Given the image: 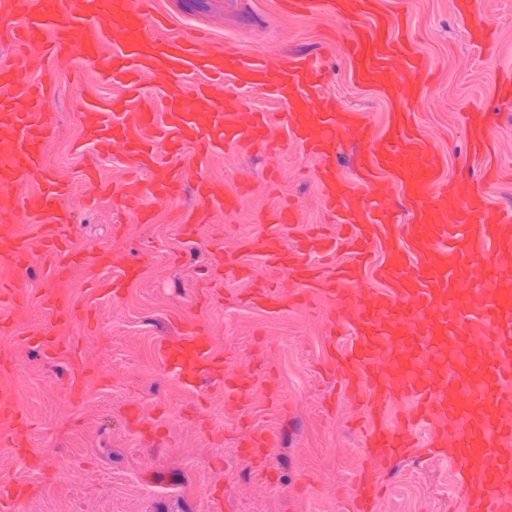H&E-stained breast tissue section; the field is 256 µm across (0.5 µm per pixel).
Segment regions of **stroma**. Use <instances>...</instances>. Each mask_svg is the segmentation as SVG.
I'll return each instance as SVG.
<instances>
[{
    "mask_svg": "<svg viewBox=\"0 0 512 512\" xmlns=\"http://www.w3.org/2000/svg\"><path fill=\"white\" fill-rule=\"evenodd\" d=\"M177 27L201 26L217 40L232 39L243 49L279 61L293 52L316 47L323 35L339 28L331 16L294 18L280 11L275 0H158ZM482 17L495 30L491 48L474 45L454 9L453 0H410L403 21L418 38V48L432 63L438 89L421 92L409 101L420 115L421 130L448 155L447 172L460 174L468 145L461 115L478 108L499 112L494 130L497 159L506 176L487 196L498 204L512 199V102L492 98L495 76L512 69V0H481ZM328 95L341 105L364 112L376 130H383L389 103L375 88L355 83L342 51L324 60ZM59 98L57 134L44 147L48 166L80 172L97 163L102 171H120L125 163L98 155L70 151L82 127L71 104L79 97H112L116 88L86 72L57 76ZM279 186L267 191V161L256 155L225 152L207 170L234 183L251 177L253 192L240 212L226 216L212 208L208 222L192 239L181 234L167 208L156 207L155 221L132 235L116 231L119 216L110 200L90 211L75 212L77 246L107 245L114 261H144L142 276L120 299L91 297L93 321L85 326L54 327L49 315L31 306L25 319L30 329L43 328L73 337L76 357L49 363L32 351L15 353L23 381L34 384L27 402L34 426L33 450L45 457L48 476H37L24 463L14 474L30 491L21 512H209L206 488L209 468L226 466L232 485V512H341L336 496L362 461L358 436L350 428L357 407L345 396L329 400L330 387L314 367L323 355V327L306 310L270 314L233 305L205 311L190 308L189 300L211 259V239L223 232L225 246L250 236L258 214L274 210L277 201H292L303 223L323 224L328 216L322 197L308 172L314 159L296 147L277 160ZM204 319L227 351L245 352L260 373H272L282 413L256 414L252 429L281 428V446L267 452V474L257 475L237 447L240 424L227 418L224 396L184 387L176 372L155 354L159 336L177 333L178 319ZM91 364L112 373L108 389L88 388L80 405L65 395L68 377ZM141 398L140 414L148 426L141 433L126 428V398ZM203 408L206 428L190 421ZM452 494L450 467L403 465L373 512H448Z\"/></svg>",
    "mask_w": 512,
    "mask_h": 512,
    "instance_id": "stroma-1",
    "label": "stroma"
}]
</instances>
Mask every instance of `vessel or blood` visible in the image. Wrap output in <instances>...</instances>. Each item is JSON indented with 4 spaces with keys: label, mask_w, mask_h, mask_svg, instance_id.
Here are the masks:
<instances>
[{
    "label": "vessel or blood",
    "mask_w": 512,
    "mask_h": 512,
    "mask_svg": "<svg viewBox=\"0 0 512 512\" xmlns=\"http://www.w3.org/2000/svg\"><path fill=\"white\" fill-rule=\"evenodd\" d=\"M157 0H0V374L14 372L13 352L25 347L48 360L67 344L43 333L26 335L17 311L38 303L65 324L89 320L91 309L71 294L49 288L32 295L17 287L33 251H41L45 276L65 281L88 263L110 269L97 291L119 298L139 279L143 265L114 266L109 248L76 247V208L64 206L74 181L86 191L76 207L103 199L132 211L139 224L154 221L145 198L176 209L185 237L195 236L213 205L238 212L251 189L197 170L187 177L184 148L202 161L227 150L274 153L300 146L318 166L315 184L334 223L307 225L290 202L280 203L263 225L238 245L212 239L213 269L194 305L230 300L269 313L325 298L323 370L358 402L366 466L352 478L347 497L354 512H373L383 486L376 464L391 471L406 458L448 461L458 485L453 512H512V211L492 206L483 190L462 177L443 179L444 157L420 130L406 104L418 92L429 62L397 11L379 0H278L283 12L317 11L343 20L341 48L355 79L379 89L391 103L384 134L364 113L323 93L327 72L317 56L295 55L271 66L237 43H214L201 29L173 32ZM455 10L476 43L493 38L479 0H456ZM40 62L30 78L31 62ZM89 68L121 95L83 102L82 138L76 149L126 159L121 172L104 177L46 165L44 146L53 137L56 100L53 73ZM151 80L165 91L161 107L143 96ZM260 89L282 104L263 112L244 103ZM492 112H468L461 125L473 156L495 155ZM355 143L357 180L336 165L342 145ZM191 189L194 208L179 207ZM411 213L402 224L394 208ZM292 248H284V240ZM258 263H250V256ZM247 283L229 289V280ZM158 358L192 389H218L232 417L257 406H276L257 388L248 354L223 353L201 320L182 323L177 336L160 337ZM107 386L110 374L85 370L70 385L78 400L89 382ZM0 419L14 426L0 446L29 468L43 466L30 446L31 421L20 396L0 398ZM274 432L240 439L241 452L262 471ZM23 481L10 462L0 463V508L23 499Z\"/></svg>",
    "instance_id": "obj_1"
}]
</instances>
